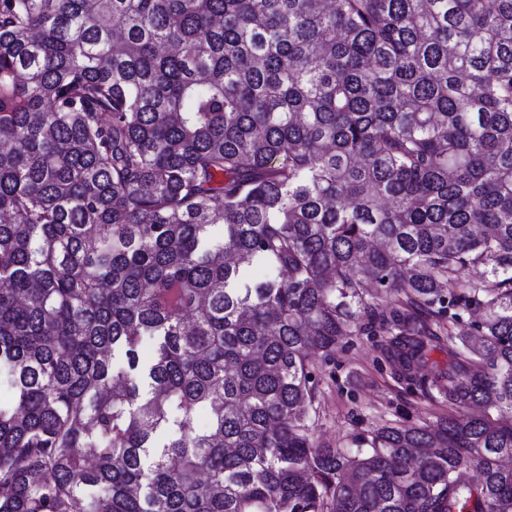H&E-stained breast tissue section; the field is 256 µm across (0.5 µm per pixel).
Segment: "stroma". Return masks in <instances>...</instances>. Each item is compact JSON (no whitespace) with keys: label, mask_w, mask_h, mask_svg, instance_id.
Returning <instances> with one entry per match:
<instances>
[{"label":"stroma","mask_w":512,"mask_h":512,"mask_svg":"<svg viewBox=\"0 0 512 512\" xmlns=\"http://www.w3.org/2000/svg\"><path fill=\"white\" fill-rule=\"evenodd\" d=\"M317 399L310 426L319 443L353 448L376 427L434 424L453 411L437 393L406 380L382 336H354L326 362L316 361Z\"/></svg>","instance_id":"stroma-1"}]
</instances>
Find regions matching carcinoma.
<instances>
[{"label": "carcinoma", "instance_id": "obj_1", "mask_svg": "<svg viewBox=\"0 0 512 512\" xmlns=\"http://www.w3.org/2000/svg\"><path fill=\"white\" fill-rule=\"evenodd\" d=\"M0 216V512H512V0H0ZM370 295L481 319L330 448ZM387 336H353L334 357L315 362L318 382L309 423L319 443L355 449L363 436L390 423L428 424L453 413L436 391L423 394L406 380Z\"/></svg>", "mask_w": 512, "mask_h": 512}]
</instances>
